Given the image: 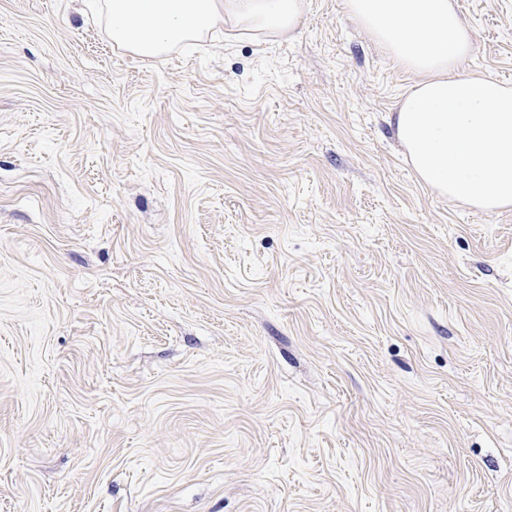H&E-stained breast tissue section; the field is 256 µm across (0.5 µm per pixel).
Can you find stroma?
I'll list each match as a JSON object with an SVG mask.
<instances>
[{"mask_svg": "<svg viewBox=\"0 0 512 512\" xmlns=\"http://www.w3.org/2000/svg\"><path fill=\"white\" fill-rule=\"evenodd\" d=\"M88 2L0 0V512H512V210L418 182L414 75L343 0L152 59Z\"/></svg>", "mask_w": 512, "mask_h": 512, "instance_id": "1", "label": "stroma"}]
</instances>
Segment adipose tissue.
<instances>
[{
    "instance_id": "ef3b65f1",
    "label": "adipose tissue",
    "mask_w": 512,
    "mask_h": 512,
    "mask_svg": "<svg viewBox=\"0 0 512 512\" xmlns=\"http://www.w3.org/2000/svg\"><path fill=\"white\" fill-rule=\"evenodd\" d=\"M348 16L416 81L391 116L420 181L487 214L512 208V86L470 72L454 0H345ZM113 41L160 55L212 29L288 35L305 0H105Z\"/></svg>"
}]
</instances>
